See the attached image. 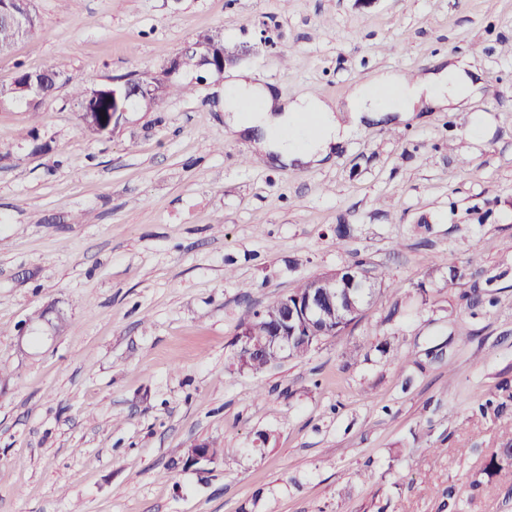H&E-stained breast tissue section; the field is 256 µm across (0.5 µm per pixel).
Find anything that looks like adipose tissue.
Here are the masks:
<instances>
[{"mask_svg":"<svg viewBox=\"0 0 512 512\" xmlns=\"http://www.w3.org/2000/svg\"><path fill=\"white\" fill-rule=\"evenodd\" d=\"M377 86L399 87L401 103L377 100L371 93ZM480 88V81L464 59L411 81L393 71L378 72L352 88L348 108L341 112L312 93L284 101L250 72L241 70L233 73L224 91V121L242 140H250L251 130H260L262 136L251 140L252 146L275 168H319L328 165L334 151L369 124L390 117L408 121L426 104L456 106L477 95ZM250 101L259 102V109H247Z\"/></svg>","mask_w":512,"mask_h":512,"instance_id":"1","label":"adipose tissue"}]
</instances>
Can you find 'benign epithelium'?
<instances>
[{
    "mask_svg": "<svg viewBox=\"0 0 512 512\" xmlns=\"http://www.w3.org/2000/svg\"><path fill=\"white\" fill-rule=\"evenodd\" d=\"M4 17L17 28L24 30L33 22L32 2L30 0H0V18ZM226 61L225 51H214L208 47L199 53V64L203 65L211 74L222 76ZM180 73V62L174 60L164 71L163 79H144L142 77L112 80V88L101 84L88 90V98L93 99L103 93L112 92V119L128 111L127 102L137 97L150 102L156 96L158 84L170 83L177 80ZM329 281L328 299L320 297L315 292L305 298L293 293L280 296L277 302L282 306L279 317L268 323L265 327L264 338L253 339V332L246 330L240 333L241 344L239 349L246 350L252 355H263L270 351L277 352L282 359L294 352L290 340L298 335L302 325L312 328L323 327L321 334L336 335V328L356 323L355 315L358 309L353 297L366 294L380 287L377 278L364 264L347 266L339 272L323 275Z\"/></svg>",
    "mask_w": 512,
    "mask_h": 512,
    "instance_id": "benign-epithelium-1",
    "label": "benign epithelium"
}]
</instances>
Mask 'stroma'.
<instances>
[{"label": "stroma", "instance_id": "35a3bbf8", "mask_svg": "<svg viewBox=\"0 0 512 512\" xmlns=\"http://www.w3.org/2000/svg\"><path fill=\"white\" fill-rule=\"evenodd\" d=\"M35 7L0 85L63 81L38 115L0 105V512H512L511 468L481 487L512 405L477 410L512 385V0ZM201 32L287 98L342 108L373 73L456 56L483 88L288 172L246 153L223 81L192 73L87 131L76 87L161 76ZM355 262L394 290L303 357L235 369L241 322ZM199 442L224 453L188 461Z\"/></svg>", "mask_w": 512, "mask_h": 512}]
</instances>
